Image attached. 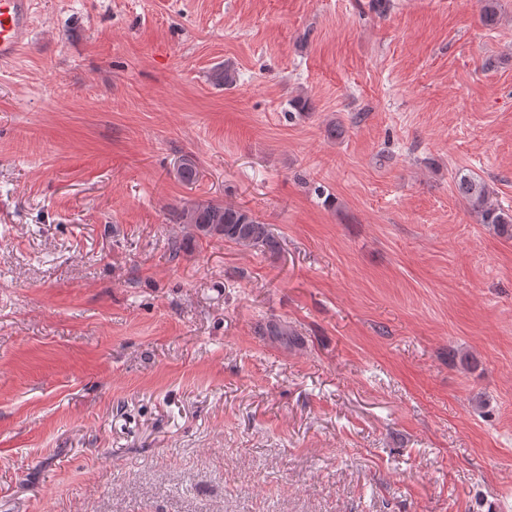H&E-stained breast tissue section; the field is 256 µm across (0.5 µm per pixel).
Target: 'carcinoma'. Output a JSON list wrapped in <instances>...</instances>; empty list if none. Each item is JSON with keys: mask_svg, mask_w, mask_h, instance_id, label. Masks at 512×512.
<instances>
[{"mask_svg": "<svg viewBox=\"0 0 512 512\" xmlns=\"http://www.w3.org/2000/svg\"><path fill=\"white\" fill-rule=\"evenodd\" d=\"M178 175L185 183L195 182L199 176L196 162L191 158L183 159ZM456 187L480 223L490 224L503 234L512 231V214L494 204L485 181L460 171L456 175ZM173 220L178 224L189 225L200 236H218L262 251L275 252L280 249V241L270 225L235 205L198 201L175 210Z\"/></svg>", "mask_w": 512, "mask_h": 512, "instance_id": "carcinoma-1", "label": "carcinoma"}]
</instances>
